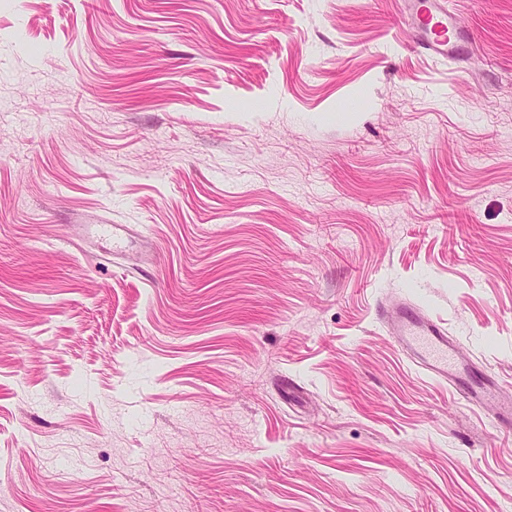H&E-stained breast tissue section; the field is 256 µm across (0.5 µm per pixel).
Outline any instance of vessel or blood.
Wrapping results in <instances>:
<instances>
[{"mask_svg": "<svg viewBox=\"0 0 512 512\" xmlns=\"http://www.w3.org/2000/svg\"><path fill=\"white\" fill-rule=\"evenodd\" d=\"M399 21L410 30L415 48L442 58L456 52L460 36L439 0H405ZM388 322L402 351L416 366L453 387L468 404L491 408L500 427H512V398L503 396L501 388L475 363L463 359L444 323L414 305L392 311Z\"/></svg>", "mask_w": 512, "mask_h": 512, "instance_id": "vessel-or-blood-1", "label": "vessel or blood"}]
</instances>
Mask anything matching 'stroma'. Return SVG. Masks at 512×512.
Returning a JSON list of instances; mask_svg holds the SVG:
<instances>
[{
	"label": "stroma",
	"instance_id": "35a3bbf8",
	"mask_svg": "<svg viewBox=\"0 0 512 512\" xmlns=\"http://www.w3.org/2000/svg\"><path fill=\"white\" fill-rule=\"evenodd\" d=\"M0 0V512H512V0ZM99 224H123L120 249ZM399 22L410 30L415 48L447 58L457 50L460 36L437 0H404ZM393 336L416 366L436 380L448 383L468 404L491 407L498 425L512 427V398L504 397L492 378L462 358L448 328L415 305H405L388 317Z\"/></svg>",
	"mask_w": 512,
	"mask_h": 512
}]
</instances>
